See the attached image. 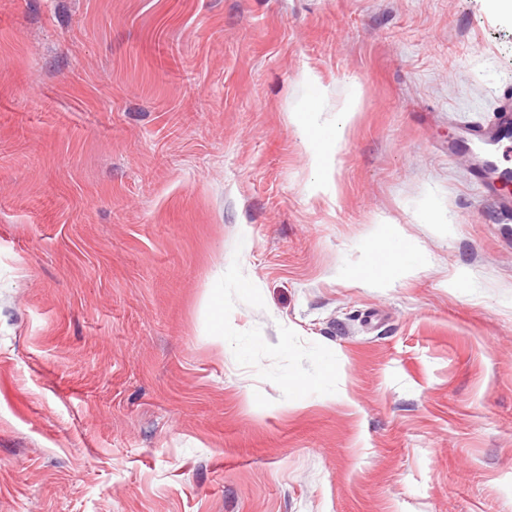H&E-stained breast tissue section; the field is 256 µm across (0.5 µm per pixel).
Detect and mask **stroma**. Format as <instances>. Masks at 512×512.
I'll list each match as a JSON object with an SVG mask.
<instances>
[{
	"mask_svg": "<svg viewBox=\"0 0 512 512\" xmlns=\"http://www.w3.org/2000/svg\"><path fill=\"white\" fill-rule=\"evenodd\" d=\"M506 85L495 0H0V512H512ZM499 106L491 122L473 127L469 131L471 139L487 141L496 146L494 168L502 178L510 174V168L504 167L500 158V148L512 137V89L505 86L499 90ZM471 179L477 184L483 194L498 205L503 216L510 218L512 215V198L499 192V178L482 166H476L470 172ZM418 267L417 253L404 245L395 226L385 224L378 236L377 250L370 258L367 269L369 280L383 282L387 277L385 274H375L374 268H380L385 273L392 270L412 272Z\"/></svg>",
	"mask_w": 512,
	"mask_h": 512,
	"instance_id": "obj_1",
	"label": "stroma"
}]
</instances>
